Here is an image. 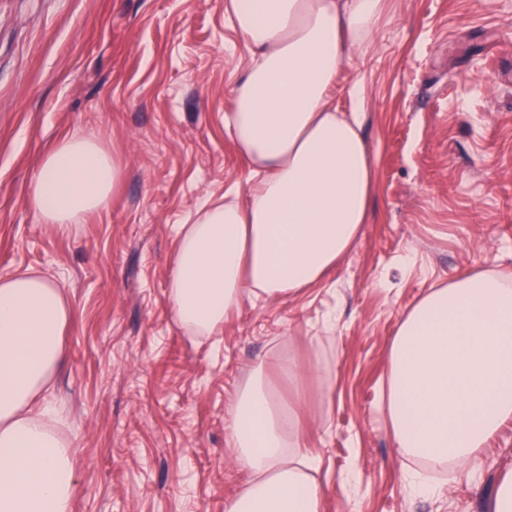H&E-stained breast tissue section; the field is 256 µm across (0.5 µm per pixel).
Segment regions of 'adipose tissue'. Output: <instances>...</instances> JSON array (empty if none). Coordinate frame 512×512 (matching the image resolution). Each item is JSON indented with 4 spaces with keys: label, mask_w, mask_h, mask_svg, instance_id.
Returning <instances> with one entry per match:
<instances>
[{
    "label": "adipose tissue",
    "mask_w": 512,
    "mask_h": 512,
    "mask_svg": "<svg viewBox=\"0 0 512 512\" xmlns=\"http://www.w3.org/2000/svg\"><path fill=\"white\" fill-rule=\"evenodd\" d=\"M224 13L248 57L224 129L250 180L178 230L167 296L194 336L217 333L244 295L321 282L356 242L374 187L360 113L338 111L330 90L382 0H228ZM120 179L103 140L75 134L42 159L29 206L64 234L107 210ZM72 318L62 285L30 269L0 277V512H72V444L45 397ZM388 360L383 410L398 453L433 467L474 459L512 419V279L476 271L430 289L402 315ZM227 429L251 479L225 512H321L317 458L263 364Z\"/></svg>",
    "instance_id": "adipose-tissue-1"
}]
</instances>
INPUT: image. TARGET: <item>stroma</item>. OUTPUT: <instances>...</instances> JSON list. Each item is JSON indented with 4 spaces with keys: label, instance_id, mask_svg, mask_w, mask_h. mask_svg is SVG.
<instances>
[{
    "label": "stroma",
    "instance_id": "stroma-1",
    "mask_svg": "<svg viewBox=\"0 0 512 512\" xmlns=\"http://www.w3.org/2000/svg\"><path fill=\"white\" fill-rule=\"evenodd\" d=\"M225 0H0V277L31 268L73 310L66 402L73 512H225L249 479L225 411L255 364L294 360L322 512H489L512 420L462 468L393 446L380 396L402 314L472 270L512 274V0H386L332 90L363 103L370 220L323 283L256 301L212 337L167 298L178 225L246 184L224 131L245 59ZM97 133L122 168L110 208L69 236L26 199L59 139ZM436 491L413 495L409 472Z\"/></svg>",
    "mask_w": 512,
    "mask_h": 512
}]
</instances>
